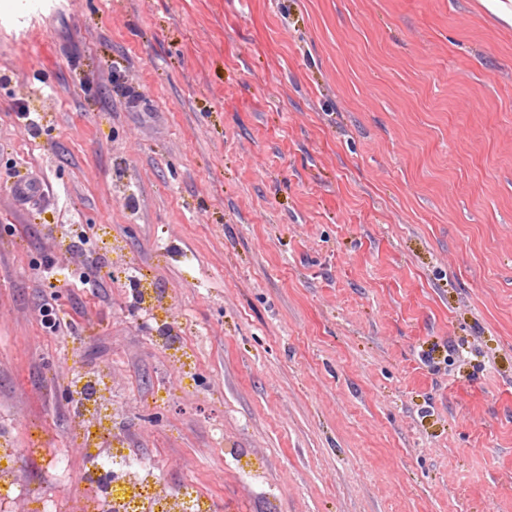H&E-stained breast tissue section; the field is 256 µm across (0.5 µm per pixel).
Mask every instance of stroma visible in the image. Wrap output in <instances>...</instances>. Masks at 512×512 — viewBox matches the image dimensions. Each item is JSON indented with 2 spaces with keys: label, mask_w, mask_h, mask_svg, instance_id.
<instances>
[{
  "label": "stroma",
  "mask_w": 512,
  "mask_h": 512,
  "mask_svg": "<svg viewBox=\"0 0 512 512\" xmlns=\"http://www.w3.org/2000/svg\"><path fill=\"white\" fill-rule=\"evenodd\" d=\"M99 371L160 488L214 512H512V26L480 0H0V428L70 512Z\"/></svg>",
  "instance_id": "obj_1"
}]
</instances>
